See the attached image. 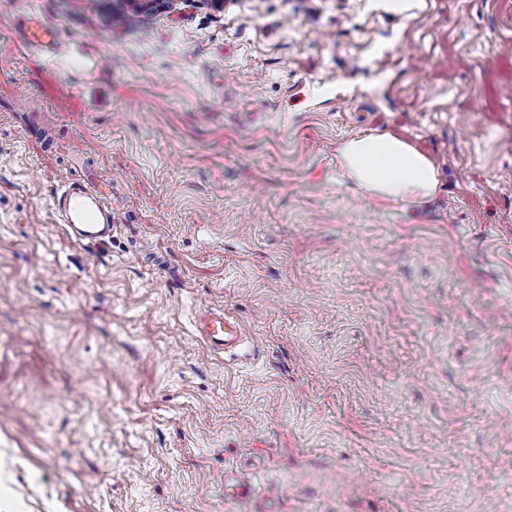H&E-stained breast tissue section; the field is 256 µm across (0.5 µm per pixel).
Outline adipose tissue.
<instances>
[{
    "mask_svg": "<svg viewBox=\"0 0 512 512\" xmlns=\"http://www.w3.org/2000/svg\"><path fill=\"white\" fill-rule=\"evenodd\" d=\"M339 158L346 173L367 193L419 204L438 190L434 163L390 134H364L344 142Z\"/></svg>",
    "mask_w": 512,
    "mask_h": 512,
    "instance_id": "obj_1",
    "label": "adipose tissue"
}]
</instances>
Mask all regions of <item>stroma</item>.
I'll return each instance as SVG.
<instances>
[{"label":"stroma","mask_w":512,"mask_h":512,"mask_svg":"<svg viewBox=\"0 0 512 512\" xmlns=\"http://www.w3.org/2000/svg\"><path fill=\"white\" fill-rule=\"evenodd\" d=\"M414 2L0 0V512H512V0ZM366 131L436 195L356 186ZM339 158L346 173L367 193L420 204L438 190L434 163L390 134H364L344 142ZM104 189L95 190L75 185L74 182H64L57 196V210L63 224H68L75 238L88 241H104L112 237V229L117 224L112 209L101 204L99 194H105ZM196 328L199 336L217 350L236 346L242 339L239 323L223 309L204 311L196 321Z\"/></svg>","instance_id":"1"}]
</instances>
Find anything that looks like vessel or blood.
Segmentation results:
<instances>
[{
	"label": "vessel or blood",
	"mask_w": 512,
	"mask_h": 512,
	"mask_svg": "<svg viewBox=\"0 0 512 512\" xmlns=\"http://www.w3.org/2000/svg\"><path fill=\"white\" fill-rule=\"evenodd\" d=\"M57 210L75 238L98 242L110 238L117 222L115 213L105 208L97 190L64 182L57 194ZM200 336L214 349L223 350L237 345L242 331L237 320L221 310H209L196 322Z\"/></svg>",
	"instance_id": "vessel-or-blood-1"
}]
</instances>
